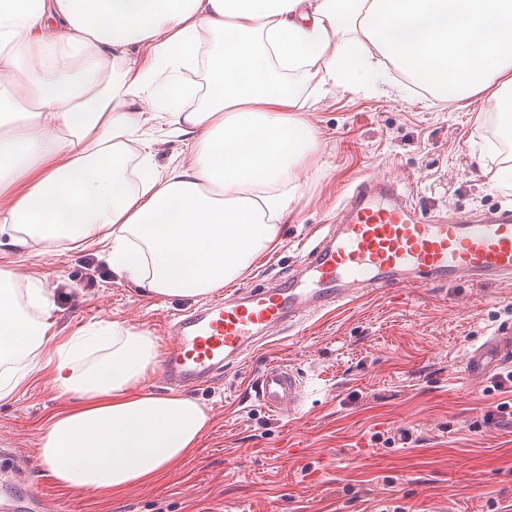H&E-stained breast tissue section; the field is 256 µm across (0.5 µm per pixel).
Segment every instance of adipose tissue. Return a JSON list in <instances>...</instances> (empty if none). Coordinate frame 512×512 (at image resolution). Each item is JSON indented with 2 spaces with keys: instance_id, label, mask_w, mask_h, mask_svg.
Returning <instances> with one entry per match:
<instances>
[{
  "instance_id": "adipose-tissue-1",
  "label": "adipose tissue",
  "mask_w": 512,
  "mask_h": 512,
  "mask_svg": "<svg viewBox=\"0 0 512 512\" xmlns=\"http://www.w3.org/2000/svg\"><path fill=\"white\" fill-rule=\"evenodd\" d=\"M204 65L203 106L182 70ZM404 72L438 98L498 106L512 136V0H0V225L9 246L101 247L150 293L204 297L280 241L317 133L298 85ZM119 96L103 95L114 70ZM191 142L158 171L141 103ZM134 171H127V163ZM0 270V400L31 374L65 396L40 455L64 489L100 501L180 468L212 425L195 399L145 391L148 333L107 329L112 349L79 365L77 337L48 336V292ZM52 353H45L46 344Z\"/></svg>"
}]
</instances>
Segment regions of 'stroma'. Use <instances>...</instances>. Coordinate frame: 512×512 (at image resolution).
<instances>
[{
	"mask_svg": "<svg viewBox=\"0 0 512 512\" xmlns=\"http://www.w3.org/2000/svg\"><path fill=\"white\" fill-rule=\"evenodd\" d=\"M396 82L302 87L317 150L300 165L280 245L239 287L285 277L368 174L390 171L430 216L512 207V189L482 172L512 165L496 108L480 97L465 107L439 100L404 75ZM141 110L158 170L187 161L189 145L154 119L157 105ZM1 267L46 288L59 336L116 322L150 333L162 348L168 321L196 304L154 295L115 275L98 249L66 240L52 254L2 248ZM495 333L512 334V287L468 283L382 290L278 333L191 391L213 420L194 457L107 512H512V427L483 420L506 399L491 388L505 367L482 349ZM478 350L485 370L471 380L463 366ZM270 361L301 375L306 395L295 411L270 412L250 393L249 380ZM57 403L38 378L0 401V467L17 488L39 491L50 512H100L91 494L60 489L38 453Z\"/></svg>",
	"mask_w": 512,
	"mask_h": 512,
	"instance_id": "1",
	"label": "stroma"
}]
</instances>
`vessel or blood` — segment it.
<instances>
[{
	"mask_svg": "<svg viewBox=\"0 0 512 512\" xmlns=\"http://www.w3.org/2000/svg\"><path fill=\"white\" fill-rule=\"evenodd\" d=\"M489 282L512 286V209L429 218L391 174L362 178L335 224L278 283L239 288L177 316L161 358L167 385L192 390L243 361L275 329L384 288ZM270 411L298 408L304 385L269 362L252 386Z\"/></svg>",
	"mask_w": 512,
	"mask_h": 512,
	"instance_id": "vessel-or-blood-1",
	"label": "vessel or blood"
}]
</instances>
